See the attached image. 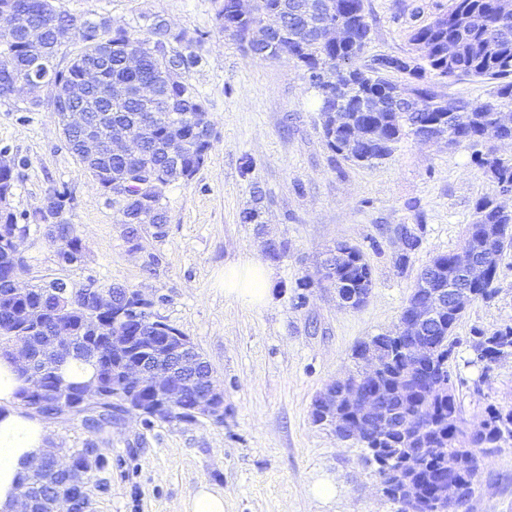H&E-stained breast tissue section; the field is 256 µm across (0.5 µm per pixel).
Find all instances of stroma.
Instances as JSON below:
<instances>
[{"instance_id":"stroma-1","label":"stroma","mask_w":512,"mask_h":512,"mask_svg":"<svg viewBox=\"0 0 512 512\" xmlns=\"http://www.w3.org/2000/svg\"><path fill=\"white\" fill-rule=\"evenodd\" d=\"M80 19L105 17L136 28L163 21L201 40L203 61L189 73L202 93L214 141L204 166L168 186L163 237L153 227L140 249L123 235L117 204L85 170L48 110L26 111L21 98L0 100V150L15 160L11 207L18 223L53 191L66 193V216L87 254L76 267L57 262L45 230L23 243L24 284L54 278L124 285L157 300V312L187 336L224 390V421L172 420L144 425L125 415L104 432L80 419L50 422L55 448L94 442L111 465L91 486L92 512H184L200 485L224 494V512H398L378 490L373 466L356 446L313 422L312 404L354 369V347L395 330L420 270L456 251L474 204L492 185L477 156L481 142L423 145L405 137L391 157L370 166L342 160L323 141L317 100L306 72L287 58L242 52L216 24L215 0H55ZM369 55L405 57L415 27L445 13L448 0H366ZM258 207L262 224H247ZM419 238L401 257L400 226ZM288 250L271 263L272 296L261 307L224 293V268L244 256L265 261L263 241ZM360 248L373 272L372 293L358 310L338 308L323 288H299L325 251ZM498 293L471 303L454 328L450 362L466 422L487 406L512 407V357L491 372L468 361L475 332L512 325V248L498 270ZM334 479L336 494L314 496ZM465 512H512V444L485 459Z\"/></svg>"}]
</instances>
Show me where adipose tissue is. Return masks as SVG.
Masks as SVG:
<instances>
[{"mask_svg":"<svg viewBox=\"0 0 512 512\" xmlns=\"http://www.w3.org/2000/svg\"><path fill=\"white\" fill-rule=\"evenodd\" d=\"M272 283V270L251 257L224 269L225 294L252 307L269 300ZM24 386L13 360L0 356V512H22L20 490L31 462L52 452L47 420L22 405Z\"/></svg>","mask_w":512,"mask_h":512,"instance_id":"1","label":"adipose tissue"}]
</instances>
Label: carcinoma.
<instances>
[{
	"label": "carcinoma",
	"mask_w": 512,
	"mask_h": 512,
	"mask_svg": "<svg viewBox=\"0 0 512 512\" xmlns=\"http://www.w3.org/2000/svg\"><path fill=\"white\" fill-rule=\"evenodd\" d=\"M23 10L36 17L47 13L56 17V23L47 25L36 22L26 31L10 36L0 34V57L12 62L9 73L0 72V82L29 76L33 71L28 51L37 42L46 49L42 65L50 80L47 89L59 84L74 83L80 79L85 68L96 65L99 81L93 85L81 105L86 112H108V122L101 123L99 136L109 139L112 127L139 122L146 127L143 151L136 161L118 156L99 155L88 159L82 152L78 135H68L67 140L74 155L101 185L121 177L134 167H147L153 180L147 187H139L140 178L135 177L126 188L122 201L118 202L120 223L126 225L124 237L134 248H141V233L144 226L156 228L155 235L163 234L167 214L163 206L166 188L176 182L178 175L188 181L204 165L212 148L213 137L202 136L201 126L212 127L206 101L187 76L203 59L202 43L189 38L186 32H174L166 24L155 22L145 30L114 27L109 19L84 20L85 26L98 34L99 41L108 45L102 50L87 42V36L68 29L70 14L57 10L52 0H0V11ZM480 11L486 16L481 28H470L465 16ZM275 13L280 16L281 28L266 41L253 45L252 55L276 60L286 56L294 60L312 75L324 66H335L348 60L352 69L336 78V88L330 92L315 87L317 92L319 124L327 147L343 160L357 165H371L392 155L396 145L406 136H412L421 144L431 142L433 135L448 132V145L462 142L479 143L493 115L500 110L512 111V10L503 11L502 0H451L448 12L434 21L413 29L410 41L414 47L425 45L427 51L421 56H409L407 62L385 55L373 57L368 64L359 60L371 42L372 27L367 19L365 0H254L253 13L244 18L233 12V0H222L216 21L224 34L232 37L242 47H247L248 34L253 24L263 15ZM344 21L348 38L336 45L323 42L319 30L336 18ZM75 42L78 50L66 63L61 57ZM138 52L142 56V68L131 73L125 66V56ZM179 66L178 81L168 79L172 66ZM408 76L399 82L392 75ZM476 77L494 83L488 100L473 103L446 98L436 93L433 85L448 79ZM155 80L159 83L157 100L143 101L127 94L116 98L111 89L124 85L131 89L138 82ZM346 112L347 122L343 128L333 126L332 112ZM172 125L183 128V141L172 144L166 129ZM355 130L375 131L378 137L361 142L351 140ZM494 188L512 186V161L505 162L491 153L478 158ZM13 169L0 168V225L17 223L9 206L13 194ZM64 195L54 193L50 209H38L29 217L30 223L20 225L25 231L30 225H44L46 236L56 248L60 265L76 266L81 263L86 247L78 235L75 225L64 216ZM490 224H511L512 211L504 213L494 203L490 194L481 196L474 206V220L467 225L463 242L480 251L487 240ZM451 254H438L422 270L418 277V288L448 287V260ZM27 263H17L9 247L0 241V353L8 356V346L13 339L9 323V310L17 304L27 305L30 315L29 328L40 327L44 335L53 333L57 311L84 336V351L70 356L59 355L51 361L47 372L41 376L45 398L59 395L65 401H76L82 389L81 382L67 380L61 367L78 360L93 369V379L112 394L118 381L119 362L112 352L103 346L113 335L137 339L143 315L137 301L131 300L121 315L106 316L105 332L97 338L80 331L81 319L89 314L91 306L85 302L58 308L60 295L52 285L43 282L33 285L23 296L13 291L15 277L26 271ZM336 275L355 288L372 282V270L363 252L352 246L336 264ZM386 352L393 353L385 371L375 380L365 383L369 390L376 389L388 396L386 409L396 418L405 415L430 419L434 426L424 428V447L433 449L426 458L416 461L423 507L420 512H430L436 485L444 481L461 482L470 486L475 494V476L478 468L472 458L481 460L498 452L501 445L512 441V408L508 410L490 406L486 409V431L471 436L461 417V406L457 401L449 360L458 341L448 339L436 348V358L442 361L447 388L433 389L422 381L419 370L407 367L403 356L397 353L394 340L385 335L375 337ZM469 363H483L488 369L498 362L485 352L512 356V326L483 331L469 345ZM212 382L211 371L205 366L189 380V394L183 402L179 420L192 422L190 415L193 395ZM408 387L405 401H400L395 390L399 385ZM414 431L406 426L391 435L387 442L389 451L381 459L373 458L371 448L361 447L364 457L376 466V473L393 466L403 456L402 449L409 446ZM454 455L458 468L450 472L443 465V458ZM23 492L35 497H48L55 493L70 491L66 479L55 473L52 464L32 472L28 483L22 485Z\"/></svg>",
	"instance_id": "carcinoma-1"
}]
</instances>
